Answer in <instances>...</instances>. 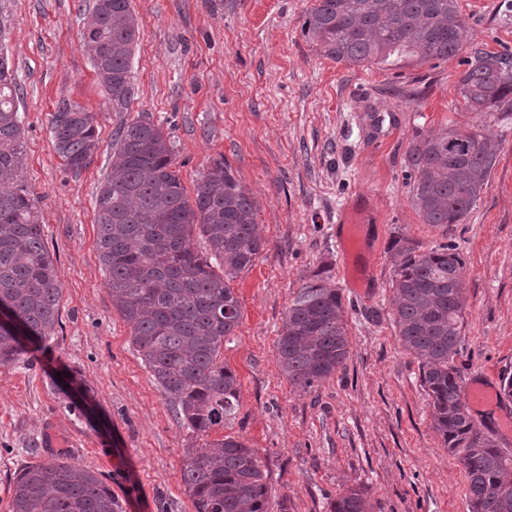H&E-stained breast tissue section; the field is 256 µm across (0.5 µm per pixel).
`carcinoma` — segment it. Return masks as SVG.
<instances>
[{"label":"carcinoma","instance_id":"1","mask_svg":"<svg viewBox=\"0 0 512 512\" xmlns=\"http://www.w3.org/2000/svg\"><path fill=\"white\" fill-rule=\"evenodd\" d=\"M303 31L324 56L352 65L422 66L462 49L464 20L456 0H316ZM139 26L130 0H94L81 41L112 111L134 97L131 60ZM458 91L475 112L492 115L512 98V52L475 50ZM21 85L0 54V304L17 325L0 326V365L55 335L62 288L43 239L32 192L22 178ZM54 147L81 170L99 147L94 115L62 100L51 115ZM405 182L424 224H462L488 183L494 154L477 129L419 132L404 154ZM99 261L132 344L180 424L207 435L236 409L238 381L220 361L241 310L232 282L265 250L257 202L230 165L216 160L187 197L163 129L141 115L112 143L111 174L94 199ZM203 241L204 250L195 239ZM463 259L448 243L397 252L393 321L402 346L421 366L433 428L460 454L469 512H512V455L482 431L462 402L451 365L466 308ZM288 382L311 388L349 355L341 292L316 276L288 307L276 341ZM182 480L195 512H288L271 497L255 449L226 436L187 450ZM10 512H124L93 472L64 461L34 463L15 478ZM331 512H371L361 488H349Z\"/></svg>","mask_w":512,"mask_h":512}]
</instances>
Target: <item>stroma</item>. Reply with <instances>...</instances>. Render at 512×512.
Returning <instances> with one entry per match:
<instances>
[{
    "mask_svg": "<svg viewBox=\"0 0 512 512\" xmlns=\"http://www.w3.org/2000/svg\"><path fill=\"white\" fill-rule=\"evenodd\" d=\"M93 3L0 0V47L22 88L23 177L62 288L53 338L0 366V512L25 465L57 456L93 471L125 512H195L186 452L226 436L257 451L288 512H330L350 487L363 488L372 512H469L463 466L432 426L420 363L392 321V279L405 242L421 252L455 244L467 298L459 385L496 387L512 373V111L481 117L457 90L472 50H512V0H457L462 51L434 68L322 55L302 31L315 0H131L139 40L125 112L113 111L81 43ZM64 98L92 112L99 131L78 172L51 134ZM140 115L163 128L187 193L222 159L258 203L266 247L233 283L241 320L220 354L239 405L207 437L178 422L151 377L95 247L93 199L115 130ZM450 126L480 129L496 165L466 221L443 229L416 214L404 153L415 133ZM354 221L360 243L347 249ZM317 273L342 293L349 356L302 390L282 375L276 341Z\"/></svg>",
    "mask_w": 512,
    "mask_h": 512,
    "instance_id": "35a3bbf8",
    "label": "stroma"
}]
</instances>
